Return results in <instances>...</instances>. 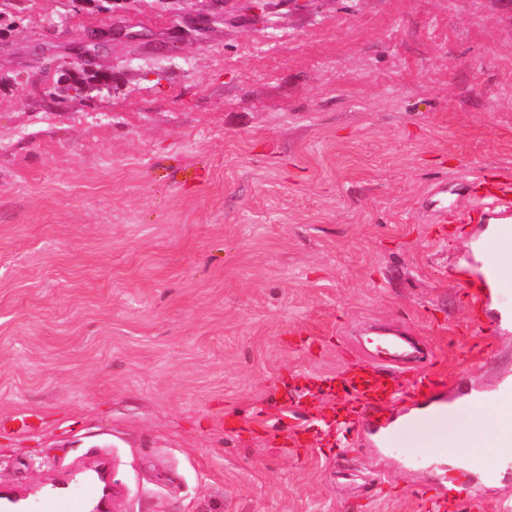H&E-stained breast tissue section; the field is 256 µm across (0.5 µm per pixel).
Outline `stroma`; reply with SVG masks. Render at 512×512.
Returning a JSON list of instances; mask_svg holds the SVG:
<instances>
[{
    "label": "stroma",
    "mask_w": 512,
    "mask_h": 512,
    "mask_svg": "<svg viewBox=\"0 0 512 512\" xmlns=\"http://www.w3.org/2000/svg\"><path fill=\"white\" fill-rule=\"evenodd\" d=\"M0 36V487L106 467L108 512H430L494 499L319 443L308 380L415 337L496 384L512 332L436 224L512 175V0H6ZM217 21L193 28L199 12ZM110 90L48 103L93 29ZM303 419L282 417L285 400ZM276 435H269V427ZM126 34L125 30L122 28H118L115 26H108L105 29L97 30L93 32L86 43L89 44H102L107 41H112V38L124 37ZM93 46V49L96 51L97 47ZM95 51L93 50H84L78 54H75L73 57V62L76 63H85L91 62L93 56L95 55ZM423 204L432 211L436 224L448 223V184L437 183L424 196Z\"/></svg>",
    "instance_id": "35a3bbf8"
}]
</instances>
